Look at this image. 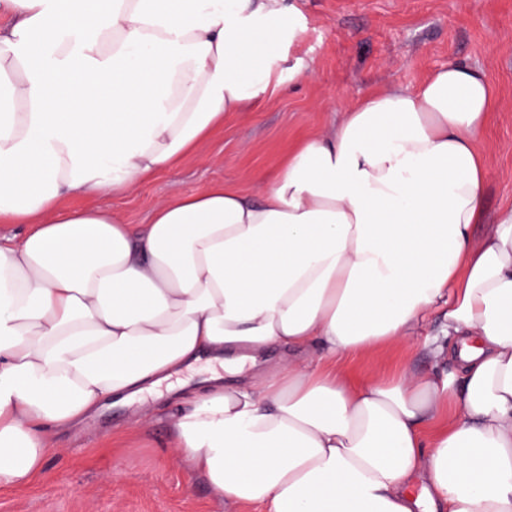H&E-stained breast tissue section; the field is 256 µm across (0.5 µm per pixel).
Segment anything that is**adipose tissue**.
<instances>
[{"mask_svg":"<svg viewBox=\"0 0 512 512\" xmlns=\"http://www.w3.org/2000/svg\"><path fill=\"white\" fill-rule=\"evenodd\" d=\"M267 38L257 52L258 34ZM285 0H0V488L111 397L184 390L177 451L267 512H512V208L482 239L493 89L451 63L362 96L249 194L216 184L145 224L63 209L173 169L270 86ZM436 360L353 383L408 340ZM279 347L288 364L256 370ZM442 317V311H437L422 321L410 338L414 350L400 344L387 345L363 356L346 358L340 364L341 369L355 383L386 376L400 369H407L415 375L429 373L434 361L423 346L438 333Z\"/></svg>","mask_w":512,"mask_h":512,"instance_id":"obj_1","label":"adipose tissue"}]
</instances>
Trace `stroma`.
I'll return each instance as SVG.
<instances>
[{
    "label": "stroma",
    "instance_id": "1",
    "mask_svg": "<svg viewBox=\"0 0 512 512\" xmlns=\"http://www.w3.org/2000/svg\"><path fill=\"white\" fill-rule=\"evenodd\" d=\"M299 11L300 40L277 63L281 88L235 113L198 150L132 193L102 196L127 224L147 223L161 199L221 183L253 192L302 139L328 129L364 93L415 88L462 62L492 83L495 110L482 134L487 223L512 207V0H285ZM303 77H295V66ZM442 323L429 314L410 346L391 344L342 361L361 382L405 369L432 371L425 344ZM177 397L116 405L79 427L51 433L53 451L28 486L0 490V512H231L207 482L190 476L175 449Z\"/></svg>",
    "mask_w": 512,
    "mask_h": 512
}]
</instances>
